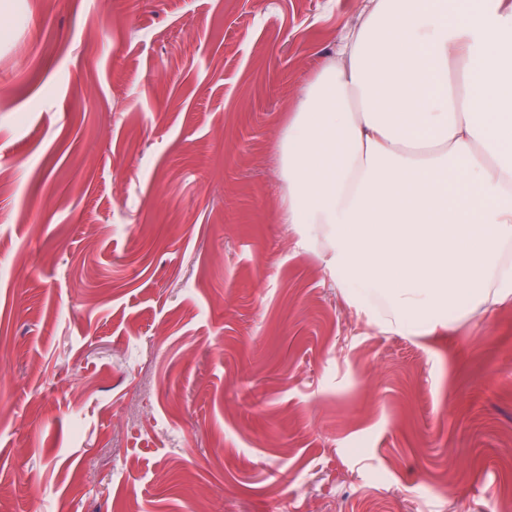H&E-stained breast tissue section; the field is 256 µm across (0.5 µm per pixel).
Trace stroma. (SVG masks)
<instances>
[{"instance_id": "obj_1", "label": "stroma", "mask_w": 512, "mask_h": 512, "mask_svg": "<svg viewBox=\"0 0 512 512\" xmlns=\"http://www.w3.org/2000/svg\"><path fill=\"white\" fill-rule=\"evenodd\" d=\"M360 0H0V512H512V301L415 336L283 223Z\"/></svg>"}]
</instances>
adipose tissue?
<instances>
[{
	"label": "adipose tissue",
	"mask_w": 512,
	"mask_h": 512,
	"mask_svg": "<svg viewBox=\"0 0 512 512\" xmlns=\"http://www.w3.org/2000/svg\"><path fill=\"white\" fill-rule=\"evenodd\" d=\"M363 0L281 130L284 221L412 336L512 299V0Z\"/></svg>",
	"instance_id": "adipose-tissue-1"
}]
</instances>
